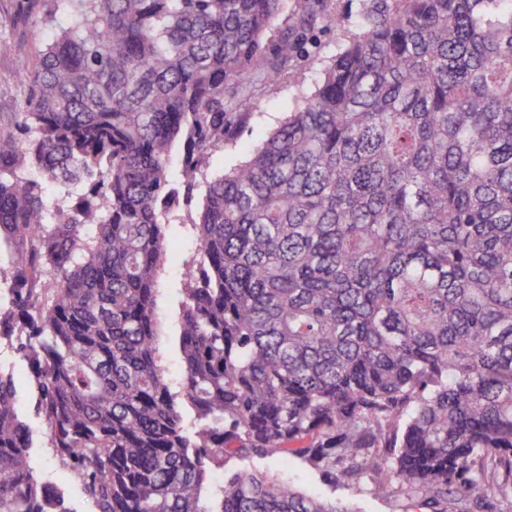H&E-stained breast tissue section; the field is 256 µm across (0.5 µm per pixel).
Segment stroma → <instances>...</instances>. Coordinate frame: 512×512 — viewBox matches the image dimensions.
I'll return each instance as SVG.
<instances>
[{
  "instance_id": "obj_1",
  "label": "stroma",
  "mask_w": 512,
  "mask_h": 512,
  "mask_svg": "<svg viewBox=\"0 0 512 512\" xmlns=\"http://www.w3.org/2000/svg\"><path fill=\"white\" fill-rule=\"evenodd\" d=\"M17 4L18 0H0V114L21 111L25 105L28 88L21 84L19 77L33 67L44 43L43 37L17 24ZM327 4L330 14L336 18V26L316 33L315 44L303 59L314 76L319 75L355 30L362 0H327ZM300 97V91L284 76L263 85L258 107L252 109L245 124L238 128L234 140L227 142L223 151L212 157L209 175L229 171L246 160L250 150L291 112ZM164 234L169 258L158 277L156 344L159 363L171 386L175 387L182 375L178 344L182 288L187 267L197 253V242L192 229L186 224L165 225ZM0 368L13 374L20 412L32 432L31 466L43 481L64 492L70 512H92L81 482L48 444L46 426L35 410V392L26 361L6 341L0 342ZM241 470L289 481L301 491L336 500L347 512H402L403 509L402 501L394 493L373 491L367 483L358 487H331L296 459L284 465L265 458H234L224 464L225 473Z\"/></svg>"
}]
</instances>
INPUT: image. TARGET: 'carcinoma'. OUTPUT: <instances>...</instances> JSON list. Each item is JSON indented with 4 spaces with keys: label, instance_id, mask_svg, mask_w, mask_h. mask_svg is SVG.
Wrapping results in <instances>:
<instances>
[{
    "label": "carcinoma",
    "instance_id": "obj_1",
    "mask_svg": "<svg viewBox=\"0 0 512 512\" xmlns=\"http://www.w3.org/2000/svg\"><path fill=\"white\" fill-rule=\"evenodd\" d=\"M57 2L26 107L0 117V340L94 512H344L212 478L244 456L416 512H512V0H364L315 92L203 181L258 85L307 84L326 0H292L270 41L281 0ZM199 188L174 391L163 225ZM31 442L0 371V512H70Z\"/></svg>",
    "mask_w": 512,
    "mask_h": 512
}]
</instances>
